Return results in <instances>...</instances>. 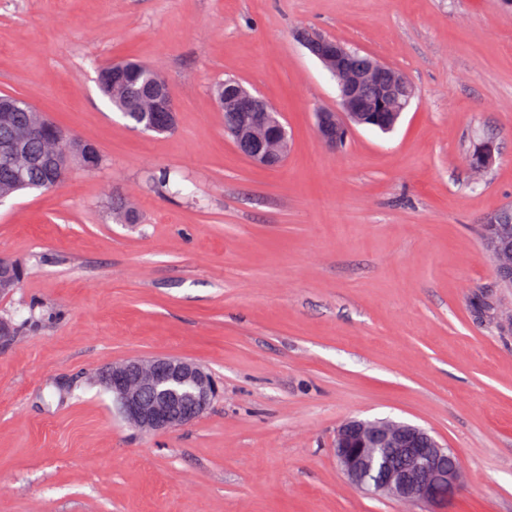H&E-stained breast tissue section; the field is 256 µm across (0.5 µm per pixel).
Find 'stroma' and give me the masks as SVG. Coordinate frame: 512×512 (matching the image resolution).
I'll return each mask as SVG.
<instances>
[{
    "mask_svg": "<svg viewBox=\"0 0 512 512\" xmlns=\"http://www.w3.org/2000/svg\"><path fill=\"white\" fill-rule=\"evenodd\" d=\"M335 38L416 95L390 133L318 136ZM168 83L171 132L131 128L99 72ZM272 101L288 155L224 135L225 78ZM93 142V172L0 203V512H427L354 487L332 452L350 418L423 426L458 457L447 512H512V290L481 232L512 203V12L497 0H0V95ZM494 141L484 171L469 155ZM136 202L118 223L114 204ZM497 314L476 318L475 297ZM174 355L214 375L195 422L142 432L94 382ZM21 279V268L19 264L0 257V295L11 292L17 288Z\"/></svg>",
    "mask_w": 512,
    "mask_h": 512,
    "instance_id": "1",
    "label": "stroma"
}]
</instances>
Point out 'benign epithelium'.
<instances>
[{"instance_id":"1","label":"benign epithelium","mask_w":512,"mask_h":512,"mask_svg":"<svg viewBox=\"0 0 512 512\" xmlns=\"http://www.w3.org/2000/svg\"><path fill=\"white\" fill-rule=\"evenodd\" d=\"M305 47L328 72L338 78L340 110L316 113L320 138L336 147L354 125L376 120L389 112L402 116L415 91L407 78L390 75L385 64L368 56L358 59L356 51L344 43L319 34L302 36ZM219 106H229L236 122L227 129L234 146L244 157L263 167H277L288 153V132L282 113L265 98L251 93L240 83H224L217 97ZM143 106L161 114L156 127L168 130L175 112L168 98L165 79L154 77L145 85ZM24 111L27 120L18 124L15 113ZM0 128L8 136L0 139V159L13 179L0 182V201L20 188L21 173L39 164L50 178L37 189L51 187L64 174L71 157L89 169L99 160L94 143L68 135L45 119L42 112L16 96L0 97ZM38 147L32 152V147ZM496 145L481 143L474 152L476 166L488 167ZM488 255L499 286L512 288V250L491 243ZM21 279L19 264L0 257V295L11 292ZM99 382L112 393L122 417L147 433H166L191 424L209 407L216 394L213 375L191 360L154 356L113 363L101 370ZM336 463L348 480L371 495L434 507H446L461 486V466L448 465L451 450L418 425L392 419L351 418L336 430L333 442Z\"/></svg>"}]
</instances>
